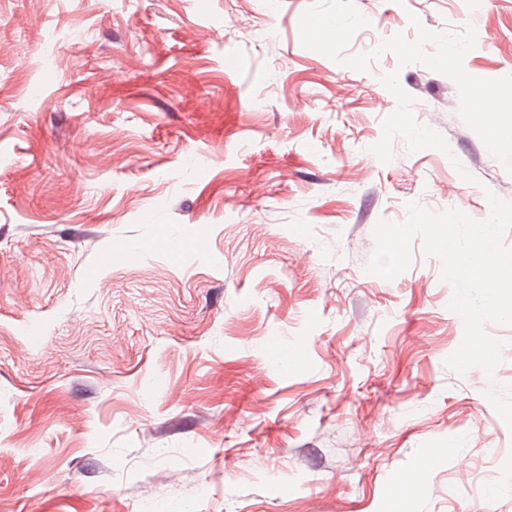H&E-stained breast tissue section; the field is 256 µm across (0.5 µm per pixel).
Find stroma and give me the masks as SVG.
<instances>
[{
    "label": "stroma",
    "mask_w": 512,
    "mask_h": 512,
    "mask_svg": "<svg viewBox=\"0 0 512 512\" xmlns=\"http://www.w3.org/2000/svg\"><path fill=\"white\" fill-rule=\"evenodd\" d=\"M310 3L0 0V512H512V325L457 374L441 260L365 270L379 219L487 220L512 174L449 77L304 47ZM354 4L343 57L414 15L512 75V0ZM393 71L449 152L370 153Z\"/></svg>",
    "instance_id": "stroma-1"
}]
</instances>
